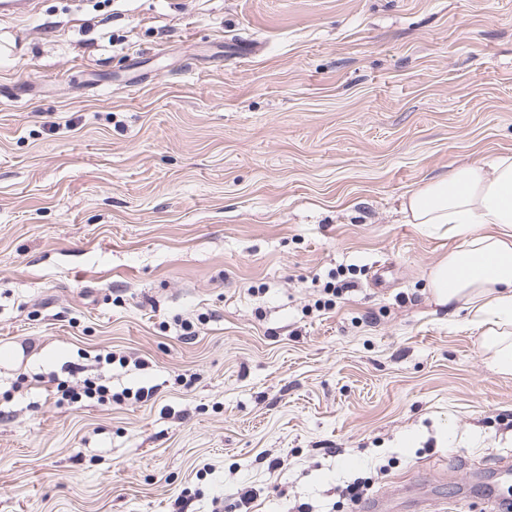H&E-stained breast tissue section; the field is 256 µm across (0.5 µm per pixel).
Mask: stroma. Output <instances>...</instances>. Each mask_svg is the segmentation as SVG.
Masks as SVG:
<instances>
[{
	"label": "stroma",
	"mask_w": 512,
	"mask_h": 512,
	"mask_svg": "<svg viewBox=\"0 0 512 512\" xmlns=\"http://www.w3.org/2000/svg\"><path fill=\"white\" fill-rule=\"evenodd\" d=\"M503 153L512 0L0 14V512H475L512 375L400 202ZM64 383H58L56 390L57 393H61V397L58 398V402L61 401H72L82 399L83 396L88 399H96L101 404L110 402H122V399H128L130 396L129 391L122 390L121 392L112 393V389L106 385H94L87 379L83 381H75V386H70Z\"/></svg>",
	"instance_id": "1"
}]
</instances>
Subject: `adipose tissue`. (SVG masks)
I'll list each match as a JSON object with an SVG mask.
<instances>
[{"label": "adipose tissue", "mask_w": 512, "mask_h": 512, "mask_svg": "<svg viewBox=\"0 0 512 512\" xmlns=\"http://www.w3.org/2000/svg\"><path fill=\"white\" fill-rule=\"evenodd\" d=\"M408 223L458 237L429 274L437 304L462 303L496 372L512 375V155L460 165L404 196Z\"/></svg>", "instance_id": "ef3b65f1"}]
</instances>
